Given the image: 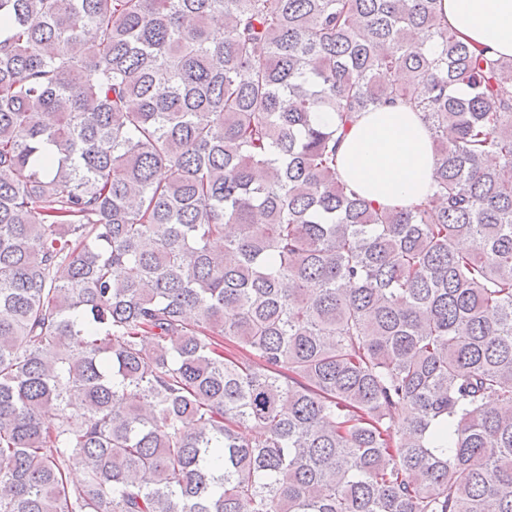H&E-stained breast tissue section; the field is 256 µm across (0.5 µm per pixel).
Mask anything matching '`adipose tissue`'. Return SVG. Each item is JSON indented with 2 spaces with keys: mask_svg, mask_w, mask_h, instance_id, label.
Wrapping results in <instances>:
<instances>
[{
  "mask_svg": "<svg viewBox=\"0 0 512 512\" xmlns=\"http://www.w3.org/2000/svg\"><path fill=\"white\" fill-rule=\"evenodd\" d=\"M449 28L493 57H512V0H441ZM339 172L367 200L408 206L425 198L435 165L429 132L420 113L383 106L350 128L339 154Z\"/></svg>",
  "mask_w": 512,
  "mask_h": 512,
  "instance_id": "obj_1",
  "label": "adipose tissue"
}]
</instances>
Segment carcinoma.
<instances>
[{"mask_svg": "<svg viewBox=\"0 0 512 512\" xmlns=\"http://www.w3.org/2000/svg\"><path fill=\"white\" fill-rule=\"evenodd\" d=\"M397 104L435 186L377 207ZM1 310L0 512H512V58L441 0H0ZM339 172L367 200L408 206L425 198L435 165L421 113L406 106H382L350 128L339 154Z\"/></svg>", "mask_w": 512, "mask_h": 512, "instance_id": "1", "label": "carcinoma"}]
</instances>
